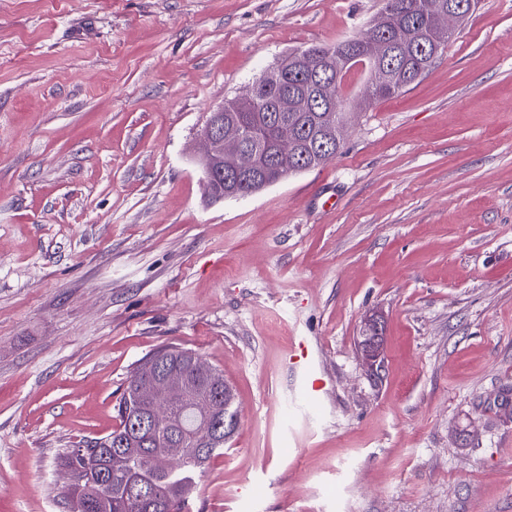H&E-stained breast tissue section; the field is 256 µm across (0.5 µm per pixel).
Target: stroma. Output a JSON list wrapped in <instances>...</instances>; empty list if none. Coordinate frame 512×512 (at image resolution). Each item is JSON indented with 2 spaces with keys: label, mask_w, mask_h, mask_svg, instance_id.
<instances>
[{
  "label": "stroma",
  "mask_w": 512,
  "mask_h": 512,
  "mask_svg": "<svg viewBox=\"0 0 512 512\" xmlns=\"http://www.w3.org/2000/svg\"><path fill=\"white\" fill-rule=\"evenodd\" d=\"M381 6L0 0V512H68L64 453L166 345L241 417L190 512H512V0L315 170L213 202L197 164L213 110ZM290 363L302 368L301 374V393L307 398L317 397L324 390V380L322 375L311 370L309 365V351L305 341H300L291 348L285 359Z\"/></svg>",
  "instance_id": "stroma-1"
}]
</instances>
